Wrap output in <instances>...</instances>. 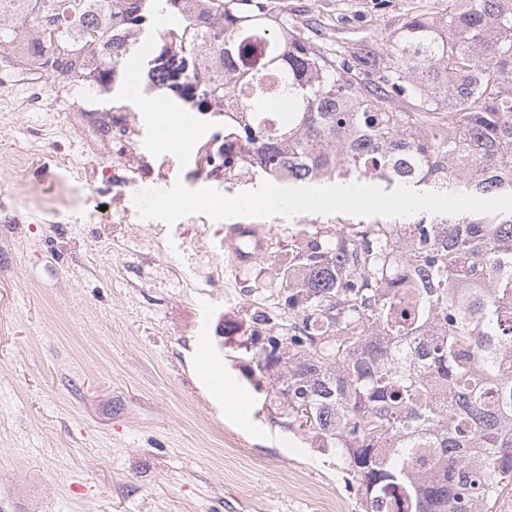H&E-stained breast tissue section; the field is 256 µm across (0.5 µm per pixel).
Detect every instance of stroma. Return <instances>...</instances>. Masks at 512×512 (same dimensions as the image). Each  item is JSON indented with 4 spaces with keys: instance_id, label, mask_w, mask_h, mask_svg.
Instances as JSON below:
<instances>
[{
    "instance_id": "obj_1",
    "label": "stroma",
    "mask_w": 512,
    "mask_h": 512,
    "mask_svg": "<svg viewBox=\"0 0 512 512\" xmlns=\"http://www.w3.org/2000/svg\"><path fill=\"white\" fill-rule=\"evenodd\" d=\"M346 55L385 57L406 18L444 0H274ZM152 93L90 100L67 79L0 87V512H362L334 449L289 427L255 388L242 333L277 302L290 241L335 239L359 217L252 219L261 255L225 245L235 219H142L145 188L233 196L263 178L207 163L216 123L180 150ZM223 384L196 371L200 345Z\"/></svg>"
}]
</instances>
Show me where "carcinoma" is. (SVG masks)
<instances>
[{
    "label": "carcinoma",
    "instance_id": "obj_1",
    "mask_svg": "<svg viewBox=\"0 0 512 512\" xmlns=\"http://www.w3.org/2000/svg\"><path fill=\"white\" fill-rule=\"evenodd\" d=\"M459 2L406 19L362 83L271 0H0V86L99 98L156 58L147 88L223 118L216 155L270 180L512 194V0ZM280 294L240 347L364 512H512V213L305 236Z\"/></svg>",
    "mask_w": 512,
    "mask_h": 512
}]
</instances>
